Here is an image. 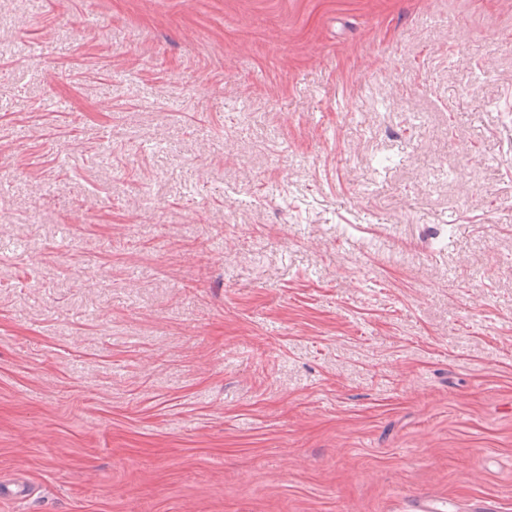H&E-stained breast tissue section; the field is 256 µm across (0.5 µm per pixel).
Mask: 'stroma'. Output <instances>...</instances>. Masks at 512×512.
Segmentation results:
<instances>
[{
	"label": "stroma",
	"mask_w": 512,
	"mask_h": 512,
	"mask_svg": "<svg viewBox=\"0 0 512 512\" xmlns=\"http://www.w3.org/2000/svg\"><path fill=\"white\" fill-rule=\"evenodd\" d=\"M0 512H512V0H0Z\"/></svg>",
	"instance_id": "obj_1"
}]
</instances>
